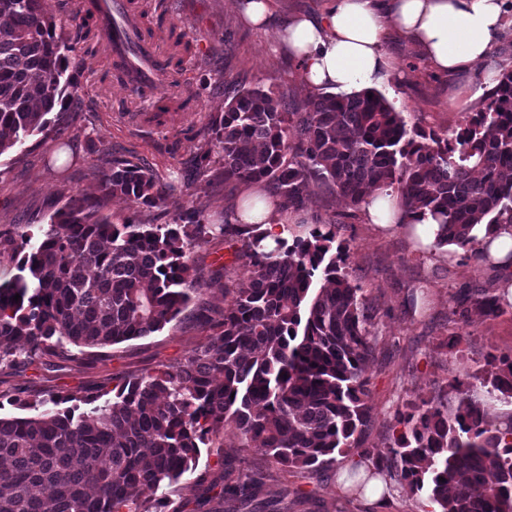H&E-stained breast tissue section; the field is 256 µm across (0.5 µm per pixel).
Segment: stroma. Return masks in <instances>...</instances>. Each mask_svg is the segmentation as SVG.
<instances>
[{
  "instance_id": "1",
  "label": "stroma",
  "mask_w": 512,
  "mask_h": 512,
  "mask_svg": "<svg viewBox=\"0 0 512 512\" xmlns=\"http://www.w3.org/2000/svg\"><path fill=\"white\" fill-rule=\"evenodd\" d=\"M155 11L152 27L171 47L170 27H178L190 41L177 84L163 88L166 96L195 94L197 106L172 113L166 126L149 123L139 104L128 102L127 90L107 78L110 64L104 53L70 55L76 71L77 105L67 113L62 139L37 134L0 155V282L17 272L13 241L25 225H46L58 209L84 198L99 199V172L104 163L132 161L143 165L170 188L161 207L138 208L115 198L101 201V214L113 223L134 220L169 224L190 206L200 207L205 224L223 223L232 204L242 203L246 185H227L217 176L221 159L209 130L211 119L224 110L220 83L261 85L296 105L310 92L303 85L288 48L278 45L276 30L299 14L318 15L328 0H269L273 24L260 29L246 18L241 0H145ZM383 51L396 64V76L380 85V92L408 125L455 131L478 107L488 88L482 80L483 64L464 75H445L411 41L388 34ZM95 141L98 154L86 152ZM209 155L210 163L196 168L194 159ZM340 223L336 241L349 252V269L366 298L382 308L372 329L374 356L365 367L373 423L365 436L369 448H387L396 432L394 415L405 402L443 398L456 406L453 381L476 401L488 402L493 371L491 357H512V306L493 319L477 311L457 315L461 291L491 290L501 272L492 264L476 262L468 252L447 258L431 254L403 229L386 231L370 223L362 208L338 195L316 194L293 224ZM205 282L180 318L162 331L123 344L96 350L90 363L73 361L45 371L0 366V394L26 396L32 389L82 397L98 389H112L114 378L142 375L178 362L209 330L196 315L200 309L227 307L236 284L247 280V259H233L223 239L213 240L195 254ZM228 264L220 272V264ZM415 294V312H405L403 301ZM348 457L317 473L284 472L271 459L242 447L233 429L216 437L213 447L202 448L194 472L165 488L161 512H209L203 504L204 481L223 474H262L251 500L239 512H428L426 491H412L390 480L389 492L374 503L348 494L339 482Z\"/></svg>"
}]
</instances>
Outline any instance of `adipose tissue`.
<instances>
[{
  "label": "adipose tissue",
  "mask_w": 512,
  "mask_h": 512,
  "mask_svg": "<svg viewBox=\"0 0 512 512\" xmlns=\"http://www.w3.org/2000/svg\"><path fill=\"white\" fill-rule=\"evenodd\" d=\"M389 4L384 14L376 0H330L323 14L293 18L277 29L276 36L293 52L307 87L349 93L378 87L392 75L394 68L382 50L387 26L418 42L438 70L456 74L486 60L507 15L506 0H389ZM362 208L370 223L384 228L415 225L429 244L440 231L428 210L407 205L394 195L369 194ZM237 221L256 225L266 247L290 236L287 213L254 191ZM476 235L480 245L488 246L492 262L504 266L498 289L512 301V266L504 264L512 251V225L480 224Z\"/></svg>",
  "instance_id": "obj_1"
}]
</instances>
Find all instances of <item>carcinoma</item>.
Listing matches in <instances>:
<instances>
[{
    "instance_id": "cac0c4a2",
    "label": "carcinoma",
    "mask_w": 512,
    "mask_h": 512,
    "mask_svg": "<svg viewBox=\"0 0 512 512\" xmlns=\"http://www.w3.org/2000/svg\"><path fill=\"white\" fill-rule=\"evenodd\" d=\"M73 51L46 0H0V155L31 135L60 133L73 102ZM494 81L451 134L407 126L374 89L321 92L291 108L269 87L237 85L210 125L220 176L226 184L266 180L293 212L318 190L357 206L392 188L438 221L435 247L486 261L473 229L512 224V70ZM166 190L130 162L99 180L102 199L150 208ZM200 214L114 224L85 202L19 234L17 273L0 283V365L14 368L52 370L75 360L73 347L164 329L198 291L195 250L218 236L252 271L225 309L200 315L212 331L206 342L176 364L119 380L112 400L92 396L81 412L60 408L65 399L54 394L11 399L22 413L0 416V512H151L143 494L195 470L200 448L228 427L242 447L257 444L287 470L315 473L357 448L376 473L395 469L410 486L428 487L441 512H512V423L490 421L459 383L453 411L440 400L407 402L387 451L364 447L373 416L363 370L380 310L349 272L347 250L334 246L338 222L262 250L246 225L204 224ZM504 299L464 292L456 302L472 300L491 318ZM491 385L490 398L512 407L511 358L499 360ZM259 483L246 474L207 491L220 488L218 512H237ZM38 487L50 498L36 496Z\"/></svg>"
}]
</instances>
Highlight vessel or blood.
<instances>
[{"label":"vessel or blood","instance_id":"vessel-or-blood-1","mask_svg":"<svg viewBox=\"0 0 512 512\" xmlns=\"http://www.w3.org/2000/svg\"><path fill=\"white\" fill-rule=\"evenodd\" d=\"M79 6L97 19L100 42L111 61L125 63L144 85L157 89L168 83V74L158 65L160 36L143 28L140 0H80Z\"/></svg>","mask_w":512,"mask_h":512}]
</instances>
